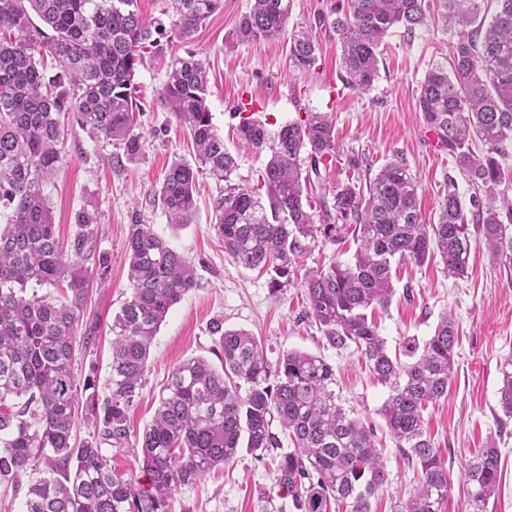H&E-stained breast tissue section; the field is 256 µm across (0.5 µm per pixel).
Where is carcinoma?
<instances>
[{
    "label": "carcinoma",
    "instance_id": "carcinoma-1",
    "mask_svg": "<svg viewBox=\"0 0 512 512\" xmlns=\"http://www.w3.org/2000/svg\"><path fill=\"white\" fill-rule=\"evenodd\" d=\"M171 37L188 40L223 7V0H168ZM291 0H252L228 35L230 46L286 34ZM41 24H36L35 20ZM442 23L458 29L450 62L430 66L418 107L439 132L459 170L475 189L464 212L455 182L437 222H423L418 185L404 163L387 162L366 184L336 183L325 191L320 166L339 156L332 121L315 112L272 133L266 123L240 117L241 140L269 152L261 175L265 195L232 181L236 157L215 130L208 106L207 62L186 52L166 63L159 100L188 129L198 167L181 160L168 167L158 200L175 226L196 209L200 170L224 183L214 202L213 229L224 253L246 268L271 273L277 294L319 236L334 241L354 225L358 247L349 262L333 260L303 280L307 316L333 348L353 345L388 389L379 415L397 447L419 471L413 494L398 512H441L451 486L423 414L448 396L459 341L455 319L440 317L424 341L408 337L393 355L372 318L395 292L396 260L423 263L440 256L448 274L466 276L470 225L480 227L492 258L512 263V201L498 187L500 160L512 151V0H338L321 14L342 48L345 85L361 93L379 77L380 47L390 30L408 34ZM165 29L145 17L138 0H0V486L22 488V512H174L173 494L232 460L242 448L279 454L273 497L288 499L279 512H371L386 472L371 424L338 403L336 373L324 358L299 350L269 363L263 346L220 319L221 369L201 357L181 361L160 391L152 422L130 436L127 411L148 368L154 337L170 309L199 286L194 264L149 224H130L126 253L131 296L112 316L109 377L99 388L94 365L83 381L74 372L77 336L89 348L96 325L83 321L90 279L107 278L98 252V213L82 206L76 231L59 238L43 184L54 177L68 135L65 122L95 144L115 147L113 164L135 162L145 140L137 131L144 50L158 46ZM292 66L314 67L317 47L306 30L288 39ZM477 137V153L470 139ZM307 166H301V155ZM331 197H326V194ZM325 215L315 223L310 196ZM98 261L97 268L87 266ZM45 288L60 290L53 298ZM498 402L512 418V356L500 367ZM86 394L85 404L79 395ZM94 432L72 444L77 408ZM136 451L146 481L112 469L105 446ZM472 512H484L500 479V451L491 441L465 469Z\"/></svg>",
    "mask_w": 512,
    "mask_h": 512
}]
</instances>
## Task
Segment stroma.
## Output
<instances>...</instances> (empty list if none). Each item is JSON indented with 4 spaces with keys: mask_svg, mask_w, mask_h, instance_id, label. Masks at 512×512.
Listing matches in <instances>:
<instances>
[{
    "mask_svg": "<svg viewBox=\"0 0 512 512\" xmlns=\"http://www.w3.org/2000/svg\"><path fill=\"white\" fill-rule=\"evenodd\" d=\"M334 0H292L289 26L311 29L319 44L318 62L307 72L291 66L288 41L260 40L232 47L227 35L248 11L249 0H224V7L199 28L189 42L162 48L177 54L193 51L208 63V104L213 124L226 147L237 156L234 182L257 189L268 159L244 145L235 135L236 110L242 100L253 103L256 118L269 131L309 112L331 114L340 146L336 160L324 173L329 184L369 179L391 157L403 160L418 182V200L426 223L436 221L448 180H456L461 199L474 189L460 174L448 150H433L429 130L417 107L419 85L429 66L444 62L455 31L422 28L408 35L395 30L382 46L380 77L373 89L358 93L342 85L340 46L335 33L320 26L318 17ZM165 60L146 59L135 81L143 97L139 130L146 144L142 157L122 168L113 167L107 152L81 130H71L64 141L63 165L44 187L61 235L72 234L74 214L93 205L100 216L99 248L108 258L106 285L92 284L86 315L98 322L96 345L89 356L78 357L77 376L95 363L98 382H105L111 359L109 325L129 299L126 237L132 215L153 225L168 243L188 257L197 269L199 288L173 306L154 340L145 384L129 413L131 432H142L152 421L158 392L172 366L190 357H211L214 338L208 325L223 318L228 329H243L261 342L269 362L283 352L302 350L323 356L336 372V393L345 409L376 429L387 480L371 500L372 512H392L413 492L416 470L397 448L378 410L387 396L376 383L355 347L334 349L305 316L304 291L293 283L272 296L267 273L244 268L224 252L214 229L213 203L219 184L199 178L197 210L191 223L172 227L155 199L166 167L176 159L194 163L187 131L166 112L158 95L165 81ZM395 294L387 311L376 315L388 347L405 336H431L443 314L459 324L455 349L456 371L448 396L424 414L425 426L448 469L451 493L443 512H472L464 485L465 466L495 441L501 454L499 488L485 512H512V419L499 408L500 365L512 356V263L494 260L484 243L472 249L469 274L449 276L440 259L424 265L405 262L396 269ZM271 487V462L248 451L215 475L174 493L175 512H261V492Z\"/></svg>",
    "mask_w": 512,
    "mask_h": 512,
    "instance_id": "35a3bbf8",
    "label": "stroma"
}]
</instances>
